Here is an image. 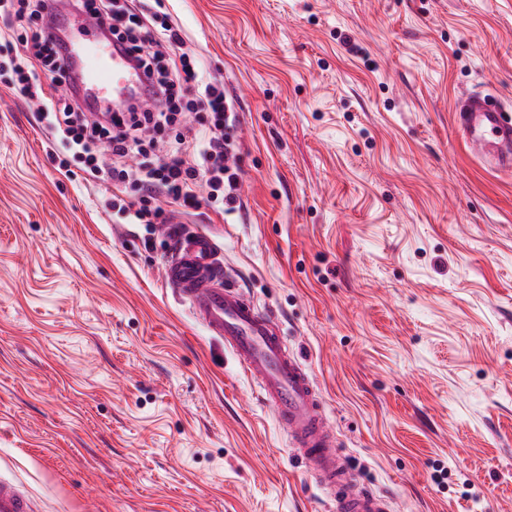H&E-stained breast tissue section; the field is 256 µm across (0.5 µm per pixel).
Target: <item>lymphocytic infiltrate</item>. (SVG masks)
Masks as SVG:
<instances>
[{"label":"lymphocytic infiltrate","mask_w":512,"mask_h":512,"mask_svg":"<svg viewBox=\"0 0 512 512\" xmlns=\"http://www.w3.org/2000/svg\"><path fill=\"white\" fill-rule=\"evenodd\" d=\"M154 3L148 13L127 0L74 4L102 21L144 76L138 102L100 112L89 100L61 94L68 79L65 42L48 33L44 0H9L4 12L26 51L14 88L37 100L41 116L51 117L58 137L51 156L58 167H69L75 157L99 185L135 187L122 205L130 223H155L165 201L193 208L214 203L219 213H233L241 179L233 103L222 88L204 81L183 52L180 31L163 10L165 0ZM104 150L119 159L118 167H102Z\"/></svg>","instance_id":"1"}]
</instances>
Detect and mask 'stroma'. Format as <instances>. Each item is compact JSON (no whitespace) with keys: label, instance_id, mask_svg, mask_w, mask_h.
<instances>
[{"label":"stroma","instance_id":"stroma-1","mask_svg":"<svg viewBox=\"0 0 512 512\" xmlns=\"http://www.w3.org/2000/svg\"><path fill=\"white\" fill-rule=\"evenodd\" d=\"M236 97L241 208L165 204L314 377L392 512H512V0H171ZM0 53V479L33 512H330L234 355L162 280L174 243L59 170ZM458 129L473 151L490 166L512 167V116L493 103L492 95L474 93L457 101Z\"/></svg>","mask_w":512,"mask_h":512}]
</instances>
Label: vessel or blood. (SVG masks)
<instances>
[{"instance_id":"vessel-or-blood-1","label":"vessel or blood","mask_w":512,"mask_h":512,"mask_svg":"<svg viewBox=\"0 0 512 512\" xmlns=\"http://www.w3.org/2000/svg\"><path fill=\"white\" fill-rule=\"evenodd\" d=\"M62 23L74 35L70 54L82 88L94 101L120 100L136 86L137 74L116 45L100 36L95 19L69 15ZM455 110L458 129L473 151L488 165L511 168L512 116L481 93L461 98ZM164 282L255 381L306 470L329 493L335 512H389L386 498L361 485L337 450L318 389L282 336L277 317L260 310L225 277L216 240L200 232L180 235L164 267ZM0 512H32L31 501L16 485L0 480Z\"/></svg>"}]
</instances>
